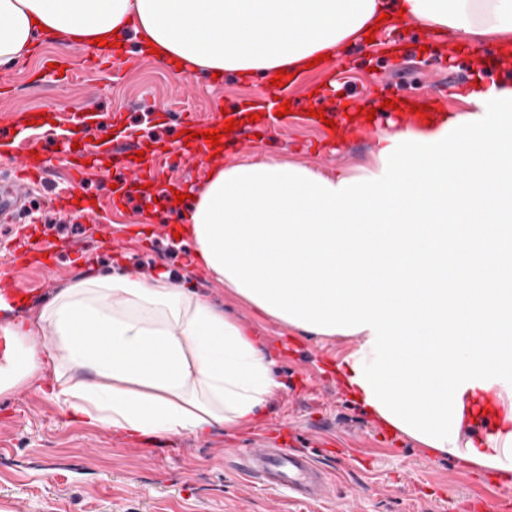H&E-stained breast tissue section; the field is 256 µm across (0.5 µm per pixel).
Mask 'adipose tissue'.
I'll list each match as a JSON object with an SVG mask.
<instances>
[{"instance_id":"obj_1","label":"adipose tissue","mask_w":512,"mask_h":512,"mask_svg":"<svg viewBox=\"0 0 512 512\" xmlns=\"http://www.w3.org/2000/svg\"><path fill=\"white\" fill-rule=\"evenodd\" d=\"M399 11L438 35L493 39L498 61L512 60V0H0V67L44 35L90 46L132 32L186 74L273 78L304 71ZM39 332L51 341L38 349L29 339ZM270 364L249 326L164 271L147 280L113 268L80 278L47 299L36 320L0 329V394L35 386L70 419L127 435L255 423L279 387ZM462 402L457 447L502 456L512 433L505 387L467 389ZM477 404L494 424L472 439Z\"/></svg>"}]
</instances>
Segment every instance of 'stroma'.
<instances>
[{
	"label": "stroma",
	"instance_id": "1",
	"mask_svg": "<svg viewBox=\"0 0 512 512\" xmlns=\"http://www.w3.org/2000/svg\"><path fill=\"white\" fill-rule=\"evenodd\" d=\"M123 47L126 59L98 67L93 49L39 39L28 57L0 70L6 83L0 111L38 108L62 117L87 104L118 115L119 127L133 130L154 149V176L196 186L211 166L178 151L182 113H234L238 128L226 137L224 164L269 159L323 174L354 172L371 161L377 134L388 122L378 123L377 133L368 136L325 137L322 124L307 113L312 96H319L327 119L342 128L350 117L339 104L342 96L357 95L369 108L387 99L410 105L433 99L440 111H466L468 95L489 88L500 75L492 68L476 77L487 55L483 46L445 45L410 20L379 29L373 42L357 41L332 61L294 75L290 112L271 128L260 103L262 96H277L276 86L234 74L215 82L202 74L175 73L156 58L141 59L132 34ZM48 61L65 69L67 84L46 77L42 67ZM119 127L91 130L86 140L104 142ZM110 184L104 173L84 184L101 203L96 224L109 228V238L96 236L94 224L79 215L55 208L57 196L70 187L69 174L56 159L32 187L18 225L0 231V269L26 290L24 320H35L46 297L96 268L122 264L127 273L148 279L161 265L270 342L281 388L258 422L233 431L218 428L204 437L129 436L73 422L62 404L34 387L0 396V512H498L496 473L433 455L390 431L352 397L336 365L355 338L302 335L213 287L173 236L139 231L134 223L144 214L139 190L130 188L116 208L109 202ZM29 246L55 247V271L15 262V254ZM259 437L308 453L332 475L331 496L304 502L243 476L234 451Z\"/></svg>",
	"mask_w": 512,
	"mask_h": 512
}]
</instances>
